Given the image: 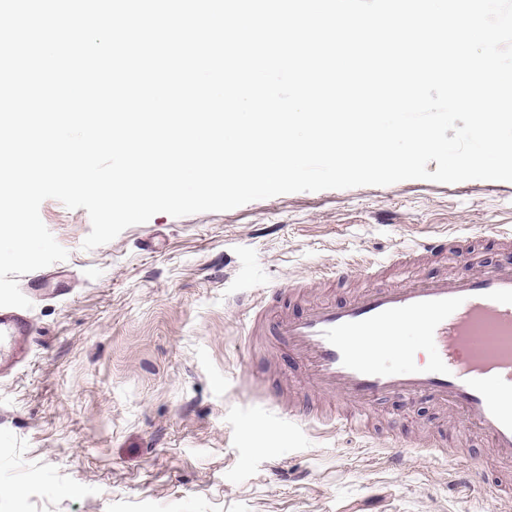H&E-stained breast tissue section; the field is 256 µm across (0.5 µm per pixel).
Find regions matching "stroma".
<instances>
[{"label":"stroma","mask_w":512,"mask_h":512,"mask_svg":"<svg viewBox=\"0 0 512 512\" xmlns=\"http://www.w3.org/2000/svg\"><path fill=\"white\" fill-rule=\"evenodd\" d=\"M40 216L68 252L47 272L69 293L18 278L34 334L27 362L0 375V512H486L484 488L512 473L430 399L376 402L359 435L302 419L340 402L271 330L246 332L254 299L294 317L500 266L482 227L512 231V182L414 179L159 213L89 251L86 209L48 199ZM435 232L456 249L377 279L349 269ZM440 442L475 470L473 487L433 457Z\"/></svg>","instance_id":"obj_1"}]
</instances>
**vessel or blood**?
<instances>
[{
	"instance_id": "1",
	"label": "vessel or blood",
	"mask_w": 512,
	"mask_h": 512,
	"mask_svg": "<svg viewBox=\"0 0 512 512\" xmlns=\"http://www.w3.org/2000/svg\"><path fill=\"white\" fill-rule=\"evenodd\" d=\"M249 320L271 323L304 358L318 391L359 411L394 394L436 400L484 433L496 458L512 462V266L371 288L340 305H312L296 318L273 321L256 305ZM408 323L434 351L432 360L396 372L359 341L397 335ZM33 332L23 311L0 308L1 368L25 363Z\"/></svg>"
}]
</instances>
